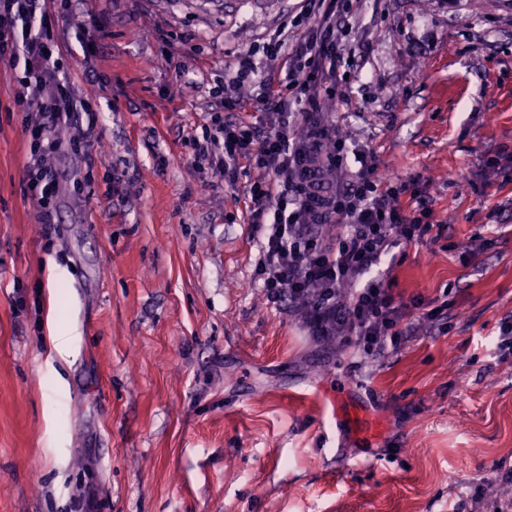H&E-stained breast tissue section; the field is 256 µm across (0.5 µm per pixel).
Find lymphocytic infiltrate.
<instances>
[{"label": "lymphocytic infiltrate", "mask_w": 512, "mask_h": 512, "mask_svg": "<svg viewBox=\"0 0 512 512\" xmlns=\"http://www.w3.org/2000/svg\"><path fill=\"white\" fill-rule=\"evenodd\" d=\"M349 9L341 0H303L266 42L237 56L216 93L193 154L215 158L225 182L241 164L254 177L245 190L249 223L263 234L256 279L267 297L301 313L311 336L353 345L378 359L398 347L403 320L418 299L403 300L391 278L374 273L398 244L422 240L432 211L408 185L382 177L372 156L351 151L335 127L316 123L344 80L355 46L345 40ZM58 45L45 0H0V60L23 62L15 103L30 142L27 189L38 220L55 221L59 183L47 158L58 128L74 123V91L58 75ZM279 62L284 78L266 72ZM259 87L262 116L250 121L244 89ZM359 165L348 173L349 162Z\"/></svg>", "instance_id": "1"}]
</instances>
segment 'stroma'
I'll list each match as a JSON object with an SVG mask.
<instances>
[{
	"label": "stroma",
	"mask_w": 512,
	"mask_h": 512,
	"mask_svg": "<svg viewBox=\"0 0 512 512\" xmlns=\"http://www.w3.org/2000/svg\"><path fill=\"white\" fill-rule=\"evenodd\" d=\"M300 6L56 0L60 75L98 119L57 133L50 226L0 62V512H512V0L355 11L369 49L329 119L441 226L379 271L448 304L375 361L268 301L252 171L230 188L189 145L225 67ZM340 388L376 436L337 423Z\"/></svg>",
	"instance_id": "35a3bbf8"
}]
</instances>
